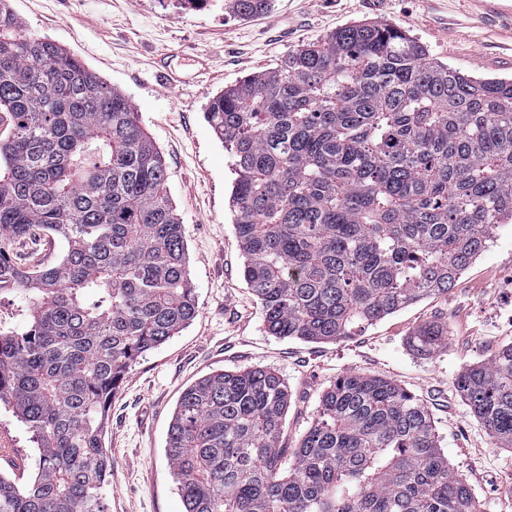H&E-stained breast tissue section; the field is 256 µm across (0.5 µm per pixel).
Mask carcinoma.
Segmentation results:
<instances>
[{"mask_svg": "<svg viewBox=\"0 0 512 512\" xmlns=\"http://www.w3.org/2000/svg\"><path fill=\"white\" fill-rule=\"evenodd\" d=\"M269 0H233L249 16ZM0 403L40 462L0 476V512H103L104 430L133 364L196 316L184 227L162 156L132 102L0 0ZM233 158L242 275L266 331L349 338L455 285L512 223V79L476 78L416 38L353 23L212 98ZM67 249L34 263L12 246ZM438 323L410 337L432 355ZM489 435L512 448V343L456 379ZM290 394L275 371L205 375L179 397L166 459L183 512H480L427 408L392 380H336L289 457Z\"/></svg>", "mask_w": 512, "mask_h": 512, "instance_id": "cac0c4a2", "label": "carcinoma"}]
</instances>
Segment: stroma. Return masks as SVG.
I'll return each instance as SVG.
<instances>
[{"label":"stroma","mask_w":512,"mask_h":512,"mask_svg":"<svg viewBox=\"0 0 512 512\" xmlns=\"http://www.w3.org/2000/svg\"><path fill=\"white\" fill-rule=\"evenodd\" d=\"M24 35L74 55L134 104L167 168V192L185 228L197 314L125 375L109 407L104 443L112 478L104 512H183L165 456L181 391L215 371L274 370L291 394L281 445L293 448L322 393L351 374L383 376L429 410L448 463L472 488L481 512L512 499V448L496 445L455 387L469 364L512 342V224L447 294L402 309L356 336L304 342L266 332L247 287L233 228V159L204 114L210 100L288 52L355 22L389 23L432 58L478 78L512 79V0L500 13L485 0H270L241 16L231 0H9ZM171 59L182 81L166 89L156 67ZM448 329V344L417 354L408 338L423 322ZM39 451L11 406L0 403V473L33 475Z\"/></svg>","instance_id":"stroma-1"}]
</instances>
